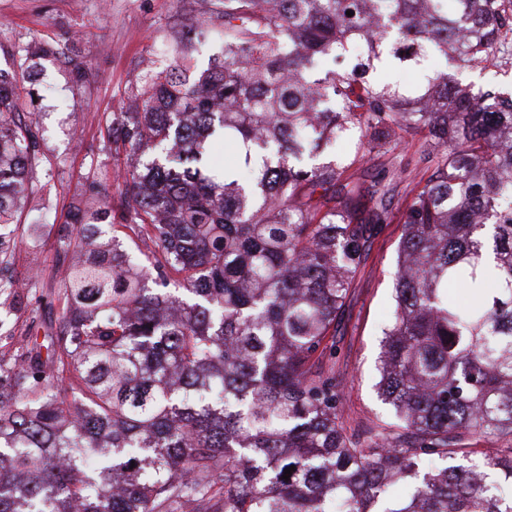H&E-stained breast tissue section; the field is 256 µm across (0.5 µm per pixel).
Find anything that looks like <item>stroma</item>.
I'll return each instance as SVG.
<instances>
[{
	"mask_svg": "<svg viewBox=\"0 0 512 512\" xmlns=\"http://www.w3.org/2000/svg\"><path fill=\"white\" fill-rule=\"evenodd\" d=\"M203 0H0V69L15 66L13 49L35 38L54 41L60 55L31 62L27 89L44 94L39 120L44 129L42 153L51 168L54 192L32 211L28 221L32 248L16 252L15 276L27 304L38 308V322L19 313L13 335H0V352L23 341L27 328L44 335L58 316L53 283L55 251L68 237L67 213L100 180L109 195L121 183L113 176L112 151L102 136L105 120L126 103L128 87L150 62L170 61V25L183 18H203ZM85 65L76 80L77 65ZM430 68L448 71L460 85L512 87V34L504 52L474 70L449 69L443 57ZM401 234L398 223L381 225L365 269L350 289L345 318L332 356L344 379L342 411L349 426L391 416L378 394L382 328L393 306V273Z\"/></svg>",
	"mask_w": 512,
	"mask_h": 512,
	"instance_id": "stroma-1",
	"label": "stroma"
}]
</instances>
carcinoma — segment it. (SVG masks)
<instances>
[{
    "mask_svg": "<svg viewBox=\"0 0 512 512\" xmlns=\"http://www.w3.org/2000/svg\"><path fill=\"white\" fill-rule=\"evenodd\" d=\"M209 19L222 56L195 73L178 24L174 63L105 125L130 164L117 199L93 181L68 212L58 331L0 359V512H512V92L367 79L383 58L487 61L505 0H224ZM30 50L0 70L7 314L24 206L52 180ZM419 135L431 174L395 215L402 177L360 163ZM216 138L246 178L209 166ZM395 217L394 421L350 432L326 357Z\"/></svg>",
    "mask_w": 512,
    "mask_h": 512,
    "instance_id": "carcinoma-1",
    "label": "carcinoma"
}]
</instances>
